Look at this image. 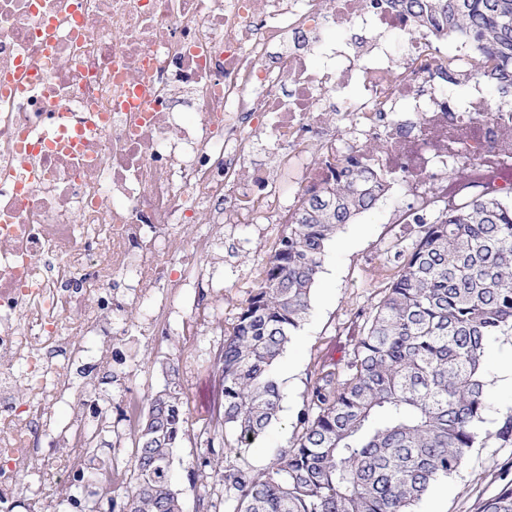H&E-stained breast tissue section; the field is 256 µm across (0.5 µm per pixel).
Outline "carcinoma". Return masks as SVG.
Listing matches in <instances>:
<instances>
[{"label": "carcinoma", "instance_id": "cac0c4a2", "mask_svg": "<svg viewBox=\"0 0 512 512\" xmlns=\"http://www.w3.org/2000/svg\"><path fill=\"white\" fill-rule=\"evenodd\" d=\"M399 2L437 35L476 43L462 78L512 90V0ZM396 181L349 160L286 221L214 356L223 400L204 429L207 445L238 452L262 443L282 409L276 364L306 321L327 245ZM421 207L428 219L392 245L380 297L343 366L316 368L289 448L260 471L213 463L232 512H415L470 449L492 436L512 443V414L493 433L485 427L494 401L487 348L512 337V193H434ZM187 429L179 393L148 399L133 484L108 489L107 505L94 501L89 512H181L171 468ZM477 512H512V484Z\"/></svg>", "mask_w": 512, "mask_h": 512}]
</instances>
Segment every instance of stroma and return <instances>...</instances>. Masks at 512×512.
Instances as JSON below:
<instances>
[{
	"mask_svg": "<svg viewBox=\"0 0 512 512\" xmlns=\"http://www.w3.org/2000/svg\"><path fill=\"white\" fill-rule=\"evenodd\" d=\"M418 208L404 184H396L376 207L346 225L327 249L322 272L313 291L308 318L276 366L284 398L279 422L255 448L235 454L222 446L207 447L199 438L204 419L214 408L218 391L210 368V356L221 342V327L230 325L242 301L254 287L256 266L269 257L282 225L264 229L260 224H238L224 231V245L208 259L206 272L212 288L206 297L207 319L200 335L183 333L181 315H173L170 334L150 341L126 336L104 360L105 372H119L118 380L98 383L94 394L103 412L99 436L91 449L98 461L129 469L134 429L119 422L116 411L122 399L133 398L145 406L151 394L168 385L166 371L180 373L176 389L187 403L190 427L175 450L173 484L179 492L182 512H229L221 485L216 484L210 460L262 470L270 466L276 451L287 449L301 414L304 396L314 381L315 360L329 363L351 349L358 331L354 315L370 308L378 298L377 282L391 257L397 238L407 236V221ZM249 241L248 249L237 246ZM512 480V444L489 439L471 449L459 471L427 494L417 512H476L482 499Z\"/></svg>",
	"mask_w": 512,
	"mask_h": 512,
	"instance_id": "stroma-1",
	"label": "stroma"
}]
</instances>
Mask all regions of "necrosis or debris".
I'll use <instances>...</instances> for the list:
<instances>
[{"instance_id": "necrosis-or-debris-1", "label": "necrosis or debris", "mask_w": 512, "mask_h": 512, "mask_svg": "<svg viewBox=\"0 0 512 512\" xmlns=\"http://www.w3.org/2000/svg\"><path fill=\"white\" fill-rule=\"evenodd\" d=\"M339 27L363 35L310 67ZM437 41L397 0H0V502L66 493L97 436L87 337L167 335L225 226L277 223L345 158L417 197L461 171L512 191V103L429 92Z\"/></svg>"}]
</instances>
